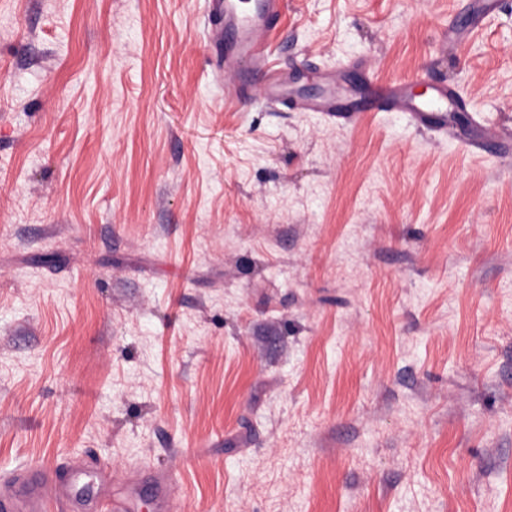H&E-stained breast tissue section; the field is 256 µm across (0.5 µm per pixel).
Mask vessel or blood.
<instances>
[{"label": "vessel or blood", "instance_id": "vessel-or-blood-1", "mask_svg": "<svg viewBox=\"0 0 512 512\" xmlns=\"http://www.w3.org/2000/svg\"><path fill=\"white\" fill-rule=\"evenodd\" d=\"M284 0H209L211 29L209 40L218 65L232 74L234 95L241 100L259 99L300 112H319L331 119L354 121L363 112H403L416 123L432 125L440 133L448 131V110L457 106L455 92L445 85L432 89L429 99L414 101L400 85H379L368 99L353 97L341 90L335 75H328L325 93L315 99L297 89L298 77L270 69L266 36L281 17ZM263 74L262 87H255L253 77ZM83 461L71 464L66 480L53 477L50 469L31 467L17 473L9 482L0 483V512H48L51 502L68 504L71 512H135L139 496L138 482L128 484L125 493L103 496L93 502L81 492ZM152 496L158 512H175L170 481L165 474L151 477Z\"/></svg>", "mask_w": 512, "mask_h": 512}]
</instances>
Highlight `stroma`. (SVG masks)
Wrapping results in <instances>:
<instances>
[{
    "label": "stroma",
    "instance_id": "stroma-1",
    "mask_svg": "<svg viewBox=\"0 0 512 512\" xmlns=\"http://www.w3.org/2000/svg\"><path fill=\"white\" fill-rule=\"evenodd\" d=\"M286 0L313 89L235 102L205 0H0V474L181 512H512V0ZM480 21L453 50L449 32ZM152 496L158 512H176L171 501L170 481L165 474L158 473L151 477Z\"/></svg>",
    "mask_w": 512,
    "mask_h": 512
}]
</instances>
